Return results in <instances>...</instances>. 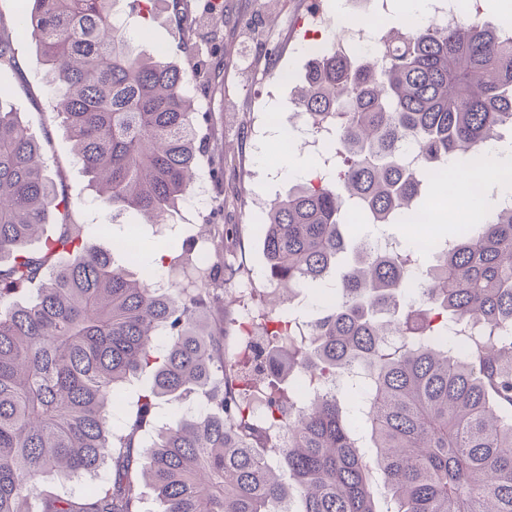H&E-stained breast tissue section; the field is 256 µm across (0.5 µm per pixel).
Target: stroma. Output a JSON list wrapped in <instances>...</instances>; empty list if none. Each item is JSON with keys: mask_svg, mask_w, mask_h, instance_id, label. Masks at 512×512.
Instances as JSON below:
<instances>
[{"mask_svg": "<svg viewBox=\"0 0 512 512\" xmlns=\"http://www.w3.org/2000/svg\"><path fill=\"white\" fill-rule=\"evenodd\" d=\"M203 0H153L147 35L135 39L140 50L168 51L182 66L195 60L192 40L200 30L217 27L224 52L215 65V81L192 86L194 107L213 115L211 145L224 156V183H195L194 192L224 201V222L231 229L216 262L231 268L225 287L249 281V301L261 307L259 292L265 288L266 264L259 229L270 203L284 194L291 180L307 176L321 158V150H295L294 168H286L277 154V130L299 124L291 105L292 80L304 74L313 53L293 37L291 18L318 12L331 19L325 44L350 19L367 16L384 28L398 27L404 14L400 0H224V16L213 19L202 10ZM275 24H267L268 14ZM33 39L17 44L15 63L0 67V87L10 94L1 105L18 112L23 124L41 142L52 179L66 202L68 220L93 229L103 220L89 179L75 160L71 141L50 98L53 84L48 69L36 62Z\"/></svg>", "mask_w": 512, "mask_h": 512, "instance_id": "obj_1", "label": "stroma"}]
</instances>
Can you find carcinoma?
<instances>
[{
    "label": "carcinoma",
    "mask_w": 512,
    "mask_h": 512,
    "mask_svg": "<svg viewBox=\"0 0 512 512\" xmlns=\"http://www.w3.org/2000/svg\"><path fill=\"white\" fill-rule=\"evenodd\" d=\"M116 2L33 0L19 26L104 214L155 226L199 178L211 113L194 111L197 72L134 50ZM402 28L375 52H316L295 82L332 165L270 204L262 250L278 289L326 282L335 302L299 336L267 308L281 374L307 389L270 384L260 416L227 392L224 285L160 287L173 243L147 258L140 242L89 241L60 213L40 143L0 107V512H144L142 481L159 512H512V204L466 201L468 228L434 237L427 266L344 230L355 213L412 220L422 181L440 196L449 160L512 133V24ZM459 325L462 356L435 339ZM143 374L116 424L114 397ZM49 477L88 484L64 494Z\"/></svg>",
    "instance_id": "cac0c4a2"
}]
</instances>
